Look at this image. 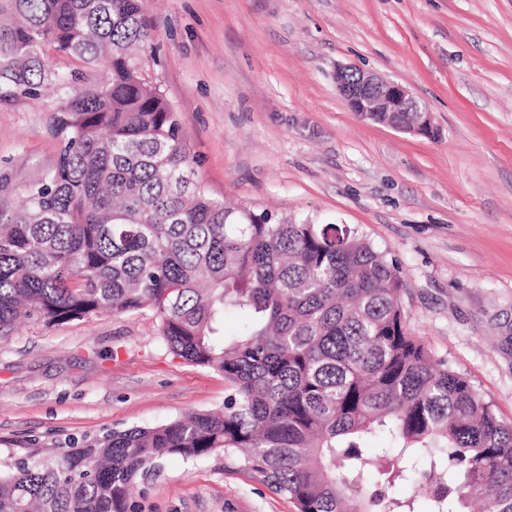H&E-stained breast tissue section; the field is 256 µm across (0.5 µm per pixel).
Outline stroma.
<instances>
[{"label":"stroma","instance_id":"obj_1","mask_svg":"<svg viewBox=\"0 0 512 512\" xmlns=\"http://www.w3.org/2000/svg\"><path fill=\"white\" fill-rule=\"evenodd\" d=\"M144 73L217 199L358 230L395 259L405 319L434 360L512 422V0H143ZM350 64L406 86L437 136L361 120ZM55 100L0 103L6 193L55 163ZM222 374L169 354L153 311L0 341V470L112 430L222 407ZM136 512H297L240 457L173 456Z\"/></svg>","mask_w":512,"mask_h":512}]
</instances>
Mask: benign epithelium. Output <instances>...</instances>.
<instances>
[{
	"label": "benign epithelium",
	"mask_w": 512,
	"mask_h": 512,
	"mask_svg": "<svg viewBox=\"0 0 512 512\" xmlns=\"http://www.w3.org/2000/svg\"><path fill=\"white\" fill-rule=\"evenodd\" d=\"M336 89L352 111L364 119L376 121L382 114L414 112L417 121L396 130L427 135L434 132L432 115L426 104L404 85L353 66L336 68Z\"/></svg>",
	"instance_id": "1"
}]
</instances>
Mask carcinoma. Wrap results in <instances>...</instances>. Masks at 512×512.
<instances>
[{
  "label": "carcinoma",
  "mask_w": 512,
  "mask_h": 512,
  "mask_svg": "<svg viewBox=\"0 0 512 512\" xmlns=\"http://www.w3.org/2000/svg\"><path fill=\"white\" fill-rule=\"evenodd\" d=\"M152 40L142 0H0V102L53 88L59 141L21 203L0 195V340L151 309L172 354L224 375V406L18 461L0 512H134L163 459L217 451L297 512H418L364 488L421 479L424 512H512V423L410 333L397 262L345 225L212 198L142 76ZM49 49L106 78L75 88ZM228 311L245 322L226 337Z\"/></svg>",
  "instance_id": "1"
}]
</instances>
